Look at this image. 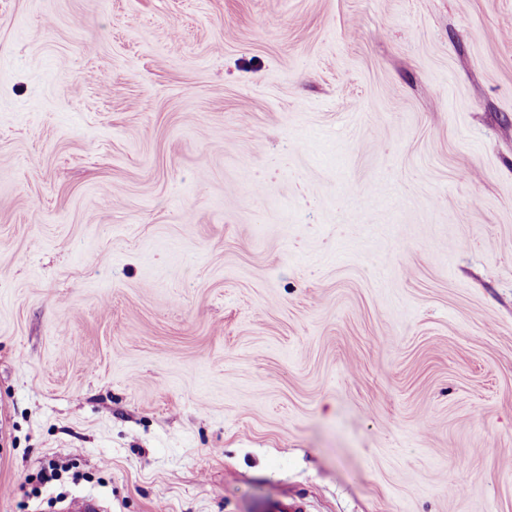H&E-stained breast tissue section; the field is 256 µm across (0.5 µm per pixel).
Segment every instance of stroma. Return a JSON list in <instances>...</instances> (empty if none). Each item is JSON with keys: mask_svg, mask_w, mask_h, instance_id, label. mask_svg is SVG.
<instances>
[{"mask_svg": "<svg viewBox=\"0 0 512 512\" xmlns=\"http://www.w3.org/2000/svg\"><path fill=\"white\" fill-rule=\"evenodd\" d=\"M277 492L512 512V0H0V512Z\"/></svg>", "mask_w": 512, "mask_h": 512, "instance_id": "obj_1", "label": "stroma"}]
</instances>
